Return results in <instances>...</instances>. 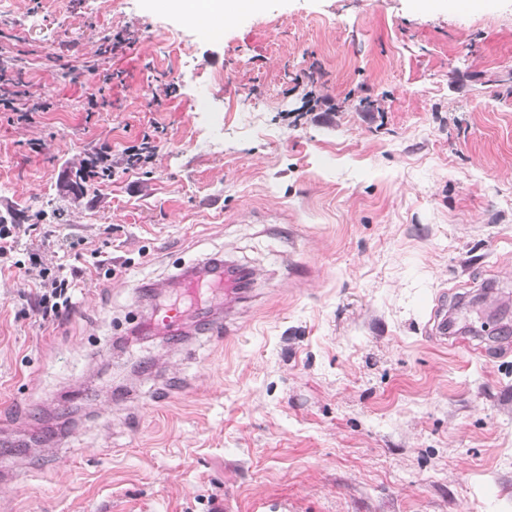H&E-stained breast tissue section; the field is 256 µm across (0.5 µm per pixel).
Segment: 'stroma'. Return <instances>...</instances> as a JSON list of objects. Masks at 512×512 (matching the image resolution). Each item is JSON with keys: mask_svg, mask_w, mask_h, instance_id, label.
<instances>
[{"mask_svg": "<svg viewBox=\"0 0 512 512\" xmlns=\"http://www.w3.org/2000/svg\"><path fill=\"white\" fill-rule=\"evenodd\" d=\"M0 54L55 103L0 122V217L80 271L47 323L0 268V512H512V0H264L209 35L0 0ZM310 90L335 111L285 120ZM156 126L152 165L73 193ZM213 259L252 274L231 340L151 332Z\"/></svg>", "mask_w": 512, "mask_h": 512, "instance_id": "obj_1", "label": "stroma"}]
</instances>
